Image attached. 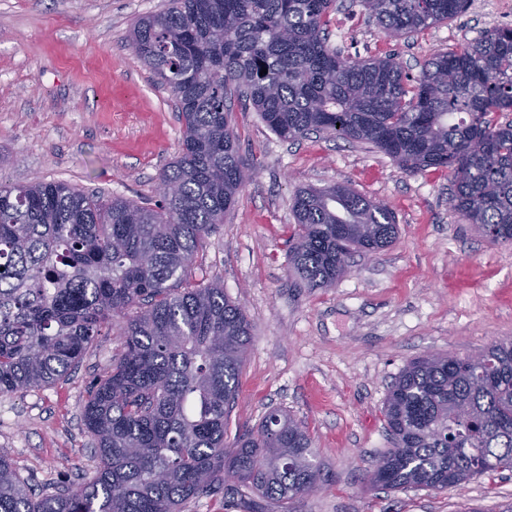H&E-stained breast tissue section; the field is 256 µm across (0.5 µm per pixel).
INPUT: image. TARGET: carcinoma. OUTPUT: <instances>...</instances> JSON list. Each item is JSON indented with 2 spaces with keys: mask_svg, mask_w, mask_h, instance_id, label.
<instances>
[{
  "mask_svg": "<svg viewBox=\"0 0 512 512\" xmlns=\"http://www.w3.org/2000/svg\"><path fill=\"white\" fill-rule=\"evenodd\" d=\"M358 3L389 38L470 6ZM335 9L336 0H169L135 22L130 46L183 125L179 156L159 174L176 196L152 206L62 181L0 186V395L53 383L116 320L122 344L83 408L94 477L37 493L0 455V512H179L230 474L276 503L319 485L310 436L279 410L224 445L251 325L223 284L179 288L248 178L228 123L233 97L284 140L325 132L408 172L448 168L453 211L489 242L512 243V121H495L512 112V26L433 54L411 79L391 55L331 46ZM292 211L288 273L305 288L334 287L348 256L379 252L398 234L393 213L349 184L303 188ZM383 413L392 447L370 482L386 490H441L512 469V340L455 362L445 353L410 361Z\"/></svg>",
  "mask_w": 512,
  "mask_h": 512,
  "instance_id": "cac0c4a2",
  "label": "carcinoma"
}]
</instances>
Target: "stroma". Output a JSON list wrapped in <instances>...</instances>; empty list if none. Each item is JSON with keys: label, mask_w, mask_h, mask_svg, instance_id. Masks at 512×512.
<instances>
[{"label": "stroma", "mask_w": 512, "mask_h": 512, "mask_svg": "<svg viewBox=\"0 0 512 512\" xmlns=\"http://www.w3.org/2000/svg\"><path fill=\"white\" fill-rule=\"evenodd\" d=\"M497 0H471L458 19L390 39L354 0H336L329 42L344 54L392 55L418 76L434 52L499 24ZM167 0H0V185L64 181L87 192L156 202L158 175L178 156L183 127L170 93L128 48L135 21ZM256 175L195 254L194 280L218 281L253 326L227 417L226 444L274 408L306 427L322 483L285 504L232 484L181 512H505L512 471L439 491L371 486L389 448L383 403L405 365L512 339V245L491 244L450 208L447 170L410 173L369 146L333 136L286 141L251 105H228ZM352 183L395 214L398 235L356 253L332 288L288 274L292 198L302 187ZM120 329L104 327L81 362L52 385L0 395V455L35 489L77 487L97 461L82 412L112 369Z\"/></svg>", "instance_id": "35a3bbf8"}]
</instances>
